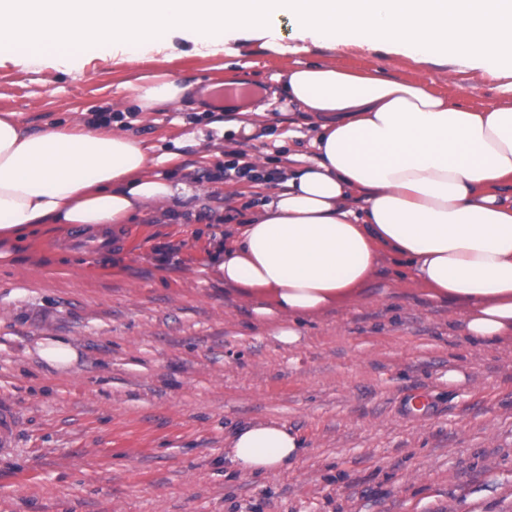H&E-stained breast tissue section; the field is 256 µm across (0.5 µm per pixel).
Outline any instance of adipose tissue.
I'll return each instance as SVG.
<instances>
[{
    "instance_id": "obj_1",
    "label": "adipose tissue",
    "mask_w": 512,
    "mask_h": 512,
    "mask_svg": "<svg viewBox=\"0 0 512 512\" xmlns=\"http://www.w3.org/2000/svg\"><path fill=\"white\" fill-rule=\"evenodd\" d=\"M296 107L285 136L310 129L282 189L256 202L209 269L247 298L262 330L284 345L299 325L366 299L385 259L398 260L433 303L463 311L475 341L512 338V82L481 109L371 69L294 61L272 75ZM126 91L150 110L185 89L155 76ZM141 139L96 125L33 130L0 114V236L36 224L116 227L180 186L151 173ZM301 442L276 420L229 437L236 472L285 471Z\"/></svg>"
}]
</instances>
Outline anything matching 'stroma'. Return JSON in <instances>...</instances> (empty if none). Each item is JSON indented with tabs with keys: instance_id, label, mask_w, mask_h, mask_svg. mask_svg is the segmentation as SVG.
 <instances>
[{
	"instance_id": "1",
	"label": "stroma",
	"mask_w": 512,
	"mask_h": 512,
	"mask_svg": "<svg viewBox=\"0 0 512 512\" xmlns=\"http://www.w3.org/2000/svg\"><path fill=\"white\" fill-rule=\"evenodd\" d=\"M306 57L430 82L473 108L500 96V79L466 65L355 44H313ZM238 59L254 61L240 79L263 91L292 61L250 33L224 47L176 33L76 62L0 58V113L36 130L123 113L112 130L152 156L178 152L155 171L191 190L123 225L112 249L70 250L69 226L41 224L0 261V403L20 416L13 453L0 456V512H512L511 339L469 341L458 305L395 290L388 263L366 302L304 321L285 346L209 274L224 221L243 213L229 200L247 184L208 173L231 149L265 170L307 149L273 142L284 93L254 134L225 129L235 109L213 110L207 91ZM160 73L185 86L180 101L143 110L122 90ZM166 245L178 253L162 264ZM47 336L70 342L77 362L43 361ZM266 419L302 440L298 462L264 476L225 469L227 438Z\"/></svg>"
}]
</instances>
